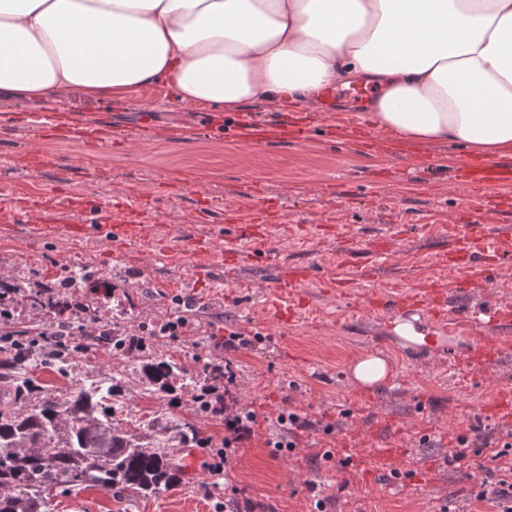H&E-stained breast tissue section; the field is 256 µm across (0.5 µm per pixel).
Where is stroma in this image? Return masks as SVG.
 Segmentation results:
<instances>
[{"label":"stroma","instance_id":"1","mask_svg":"<svg viewBox=\"0 0 512 512\" xmlns=\"http://www.w3.org/2000/svg\"><path fill=\"white\" fill-rule=\"evenodd\" d=\"M366 100L347 87L313 109L258 103L225 112L179 103L159 83L123 100L47 94L39 105L0 97V279L55 284L84 267L90 288L138 296L134 327L183 311L193 328L164 350L204 363L231 362L239 403L260 422L231 476L274 512H478L471 492L495 488L497 461L480 456L448 467L458 435L481 426L512 430V355L470 373L447 348L469 346L453 320L421 316L428 344L402 347L391 333L408 310L373 309L370 297L403 300L445 286L455 308L512 303V181L485 205L465 182L475 161L463 145H415L358 121L336 126L335 111L358 115ZM104 208L108 224H140L134 242L111 234L45 236L44 217L94 223L80 202ZM301 271L284 294L280 273ZM237 332L245 348L217 347ZM387 359L381 390L350 383L362 355ZM64 377L39 379L64 391L116 369L90 352ZM289 407L312 421L292 452L275 457L270 419ZM337 422L332 434L320 424ZM431 447H423L422 438ZM332 459H325V452ZM182 455L181 486L151 498L102 490L55 497V512H214L203 449Z\"/></svg>","mask_w":512,"mask_h":512}]
</instances>
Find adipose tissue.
I'll return each instance as SVG.
<instances>
[{
	"instance_id": "ef3b65f1",
	"label": "adipose tissue",
	"mask_w": 512,
	"mask_h": 512,
	"mask_svg": "<svg viewBox=\"0 0 512 512\" xmlns=\"http://www.w3.org/2000/svg\"><path fill=\"white\" fill-rule=\"evenodd\" d=\"M166 82L227 112L377 87L365 119L512 153V0H0V94L123 99Z\"/></svg>"
}]
</instances>
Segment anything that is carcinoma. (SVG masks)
<instances>
[{"mask_svg":"<svg viewBox=\"0 0 512 512\" xmlns=\"http://www.w3.org/2000/svg\"><path fill=\"white\" fill-rule=\"evenodd\" d=\"M27 304L55 311L52 296L33 289ZM82 340L61 347L66 327L52 323L42 331L12 330L0 347V384L9 401H0V512H52L54 497L88 489L120 496H155L183 483L174 449L198 444L197 419L217 416L215 402L196 396L187 413L143 416L131 421L113 402L124 401L127 377L112 378L104 395L59 394L35 376L71 351L123 352L133 363L140 396L159 400L180 387L197 390L224 383V364L189 365L173 354L151 352L129 343L128 321L106 318L92 301L75 303Z\"/></svg>","mask_w":512,"mask_h":512,"instance_id":"carcinoma-1","label":"carcinoma"}]
</instances>
